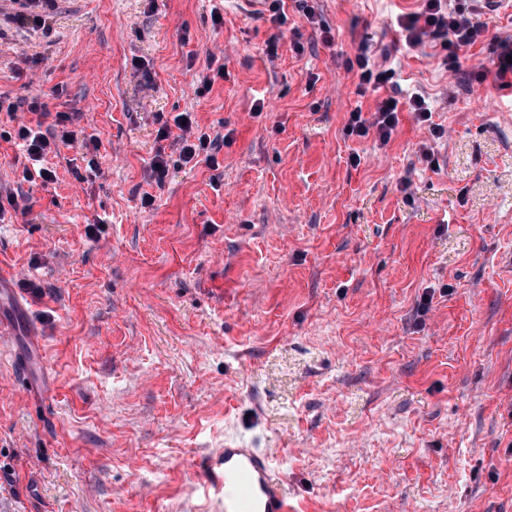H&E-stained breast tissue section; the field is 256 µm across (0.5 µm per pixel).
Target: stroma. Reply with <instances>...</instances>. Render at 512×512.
<instances>
[{
  "label": "stroma",
  "instance_id": "35a3bbf8",
  "mask_svg": "<svg viewBox=\"0 0 512 512\" xmlns=\"http://www.w3.org/2000/svg\"><path fill=\"white\" fill-rule=\"evenodd\" d=\"M313 5L279 25L229 0H67L41 28L0 0V94L100 142L98 170L65 148L42 184L0 139V186L31 205L0 222V313L28 312L0 347V512H218L192 463L239 443L277 450L303 512H512V11L474 12L454 72L441 42L398 41L422 0ZM360 53L392 82L359 93ZM388 96L387 145L346 136ZM181 112L224 135L219 169L159 139ZM409 110L412 112L418 123H429V131L432 136L438 139L443 137L445 133L444 129L440 125L430 122L432 118V112L424 98L418 96L411 98L409 101Z\"/></svg>",
  "mask_w": 512,
  "mask_h": 512
}]
</instances>
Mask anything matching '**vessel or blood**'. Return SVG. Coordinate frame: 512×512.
I'll return each mask as SVG.
<instances>
[{
    "mask_svg": "<svg viewBox=\"0 0 512 512\" xmlns=\"http://www.w3.org/2000/svg\"><path fill=\"white\" fill-rule=\"evenodd\" d=\"M197 466L206 474V493L221 502L222 512H298L269 450L225 448Z\"/></svg>",
    "mask_w": 512,
    "mask_h": 512,
    "instance_id": "1",
    "label": "vessel or blood"
}]
</instances>
